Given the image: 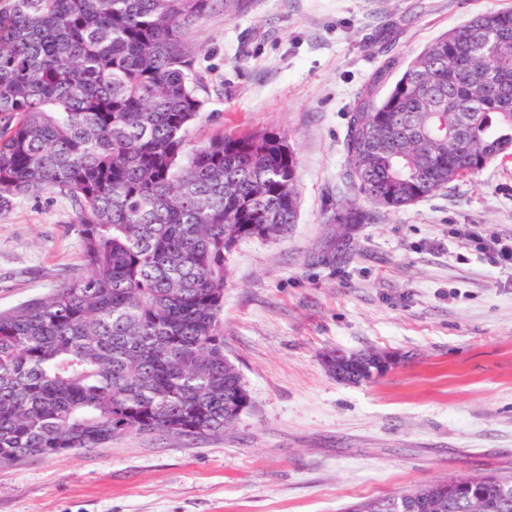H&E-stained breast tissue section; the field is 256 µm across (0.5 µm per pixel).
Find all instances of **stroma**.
Wrapping results in <instances>:
<instances>
[{
  "label": "stroma",
  "instance_id": "obj_1",
  "mask_svg": "<svg viewBox=\"0 0 512 512\" xmlns=\"http://www.w3.org/2000/svg\"><path fill=\"white\" fill-rule=\"evenodd\" d=\"M512 0H226L188 28L200 143L273 131L298 161V221L229 260L224 354L249 407L191 443L132 432L103 448L0 464V512H347L455 475L512 480V159L358 225L336 253L348 113L427 44ZM68 199L0 211V311L81 271ZM397 362L345 384L322 357Z\"/></svg>",
  "mask_w": 512,
  "mask_h": 512
}]
</instances>
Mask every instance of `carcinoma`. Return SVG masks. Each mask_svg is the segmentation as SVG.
<instances>
[{
    "mask_svg": "<svg viewBox=\"0 0 512 512\" xmlns=\"http://www.w3.org/2000/svg\"><path fill=\"white\" fill-rule=\"evenodd\" d=\"M0 210L54 190L85 270L0 312V463L102 448L118 435L220 434L250 403L224 356L220 314L239 241L297 219V162L273 132L188 127L204 100L184 31L220 0H4ZM497 49L447 33L379 101L376 73L349 112L340 238L512 156V10ZM382 374L346 371L358 384ZM474 503L441 481L361 512H512V481L479 477Z\"/></svg>",
    "mask_w": 512,
    "mask_h": 512,
    "instance_id": "1",
    "label": "carcinoma"
}]
</instances>
